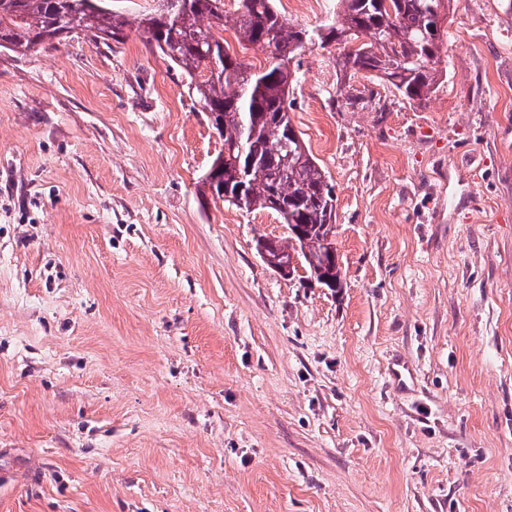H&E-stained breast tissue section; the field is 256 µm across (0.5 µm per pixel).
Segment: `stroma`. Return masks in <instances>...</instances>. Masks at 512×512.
Wrapping results in <instances>:
<instances>
[{"instance_id":"1","label":"stroma","mask_w":512,"mask_h":512,"mask_svg":"<svg viewBox=\"0 0 512 512\" xmlns=\"http://www.w3.org/2000/svg\"><path fill=\"white\" fill-rule=\"evenodd\" d=\"M446 27L422 99L300 57L333 290L205 191L224 142L145 33L0 50V512H512V12ZM257 249L263 261L279 275L290 276L293 273L296 261L294 254L288 259V255L275 252L266 239H260Z\"/></svg>"}]
</instances>
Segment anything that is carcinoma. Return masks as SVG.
<instances>
[{
  "instance_id": "carcinoma-1",
  "label": "carcinoma",
  "mask_w": 512,
  "mask_h": 512,
  "mask_svg": "<svg viewBox=\"0 0 512 512\" xmlns=\"http://www.w3.org/2000/svg\"><path fill=\"white\" fill-rule=\"evenodd\" d=\"M104 2L0 0V49L23 54L70 31L118 43L132 22ZM240 2L241 11L230 16L224 0H186L183 11L141 17L137 28L189 80L212 129L232 149L213 160L205 189L239 210L274 212L288 228V237L271 239L275 247L294 252L318 284L340 288L341 269L327 244V226L336 221L334 185L288 115L295 79L287 65L331 39L344 46L342 69L365 71L400 95L421 99L447 76L442 37L433 27L445 22L452 0H337L336 19L324 30L289 22L275 0ZM228 29L242 48L268 49L267 65L231 55Z\"/></svg>"
}]
</instances>
